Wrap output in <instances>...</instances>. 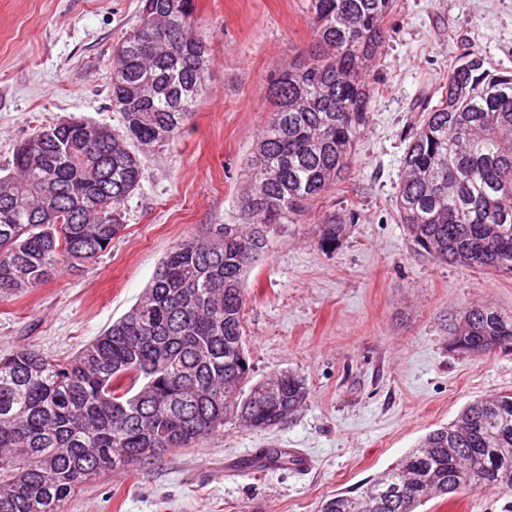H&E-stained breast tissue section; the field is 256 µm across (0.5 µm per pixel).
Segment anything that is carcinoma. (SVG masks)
Wrapping results in <instances>:
<instances>
[{
    "mask_svg": "<svg viewBox=\"0 0 512 512\" xmlns=\"http://www.w3.org/2000/svg\"><path fill=\"white\" fill-rule=\"evenodd\" d=\"M395 3L309 0L320 51L269 81L274 112L257 137L242 223L178 242L131 309L76 353L0 354V512H62L92 475L192 448L229 419L273 428L306 403L299 374L252 381L246 273L279 225L343 184ZM114 53L112 110L121 126L72 118L40 128L0 176V298L32 291L120 238L126 202L143 179L128 144H169L211 92L196 0H142L139 23ZM437 96L409 131L400 221L442 262L512 274V71L466 53ZM346 228L342 216H327L319 247L336 249ZM448 347L473 356L511 350L512 313L463 309ZM472 486L512 493V391L469 404L365 488L323 500L319 512H416Z\"/></svg>",
    "mask_w": 512,
    "mask_h": 512,
    "instance_id": "carcinoma-1",
    "label": "carcinoma"
}]
</instances>
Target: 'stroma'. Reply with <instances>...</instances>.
I'll return each instance as SVG.
<instances>
[{
	"mask_svg": "<svg viewBox=\"0 0 512 512\" xmlns=\"http://www.w3.org/2000/svg\"><path fill=\"white\" fill-rule=\"evenodd\" d=\"M141 0H0V169L35 129L81 117L109 126L113 51ZM211 94L186 132L143 153L126 229L98 258L0 299V351L71 355L123 316L180 240L235 224L252 148L272 114L267 78L315 48L308 0H196ZM373 64L369 122L342 189L278 229L247 275L243 331L254 379L292 371L306 404L281 426L228 421L191 448L90 477L63 512H318L362 486L479 398L512 390V351H450L455 315L512 313V274L436 260L400 223L395 196L409 127L463 53L512 70V0H397ZM351 217L335 251L327 214ZM268 448L287 466L230 475ZM508 497L466 489L422 512H503Z\"/></svg>",
	"mask_w": 512,
	"mask_h": 512,
	"instance_id": "35a3bbf8",
	"label": "stroma"
}]
</instances>
